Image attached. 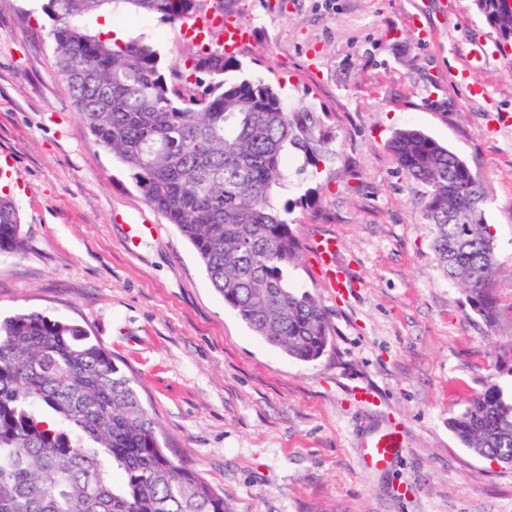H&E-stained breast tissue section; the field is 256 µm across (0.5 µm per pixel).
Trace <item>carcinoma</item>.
<instances>
[{
  "instance_id": "carcinoma-1",
  "label": "carcinoma",
  "mask_w": 512,
  "mask_h": 512,
  "mask_svg": "<svg viewBox=\"0 0 512 512\" xmlns=\"http://www.w3.org/2000/svg\"><path fill=\"white\" fill-rule=\"evenodd\" d=\"M198 0H47L60 78L98 145L130 171L147 203L193 245L224 303L268 344L317 359L335 328L326 308L289 282L305 245L296 209L279 205L291 163L321 173L336 159L327 114L241 69L223 46L183 65L153 44L92 30L93 15L124 10L170 25ZM495 36L512 38L497 0H469ZM194 78V87L179 84ZM388 150L420 195L444 276L487 324L497 313L495 242L480 175L423 132L393 135ZM26 247L19 211L0 195V253ZM475 455L512 461V401L493 384L448 421ZM119 481H114V473ZM0 512H226L224 495L165 451L157 423L127 376L81 326L36 311L0 318Z\"/></svg>"
}]
</instances>
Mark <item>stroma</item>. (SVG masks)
Masks as SVG:
<instances>
[{"label": "stroma", "mask_w": 512, "mask_h": 512, "mask_svg": "<svg viewBox=\"0 0 512 512\" xmlns=\"http://www.w3.org/2000/svg\"><path fill=\"white\" fill-rule=\"evenodd\" d=\"M46 0H0V186L25 251L0 253V314L38 311L84 327L131 377L183 459L229 512H512V465L464 448L448 427L486 385L512 389V59L462 0H235L250 34L246 75L329 115L338 163L290 173L288 198L318 191L304 242L333 236L353 273L341 299L302 257L289 277L335 334L302 363L256 336L213 288L190 242L100 147L57 73ZM422 13L430 36L405 21ZM168 63L196 43L154 17L93 16ZM486 97H471L467 81ZM417 128L482 178L496 245V320L441 273L421 203L387 150ZM151 236L130 247L129 225ZM361 385L377 395L356 403ZM404 445L385 469L362 444L391 423Z\"/></svg>", "instance_id": "35a3bbf8"}]
</instances>
